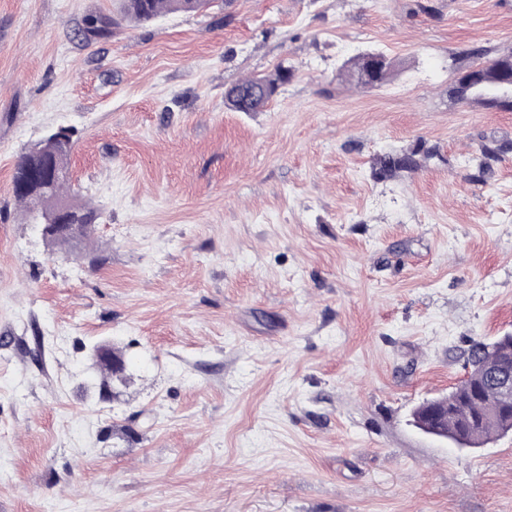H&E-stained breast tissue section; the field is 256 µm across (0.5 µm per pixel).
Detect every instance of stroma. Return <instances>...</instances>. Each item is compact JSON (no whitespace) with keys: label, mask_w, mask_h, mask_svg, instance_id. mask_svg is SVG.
<instances>
[{"label":"stroma","mask_w":512,"mask_h":512,"mask_svg":"<svg viewBox=\"0 0 512 512\" xmlns=\"http://www.w3.org/2000/svg\"><path fill=\"white\" fill-rule=\"evenodd\" d=\"M113 3L0 0V512H512V434L413 423L512 334V111L449 93L512 0H215L86 38ZM366 50L386 83L339 80ZM61 127L87 251L12 194ZM287 74L288 71L278 69L273 74L239 80L225 94L227 107L234 112L263 111L278 92L280 85L288 78ZM235 91L237 93L234 96V101L231 96Z\"/></svg>","instance_id":"stroma-1"}]
</instances>
